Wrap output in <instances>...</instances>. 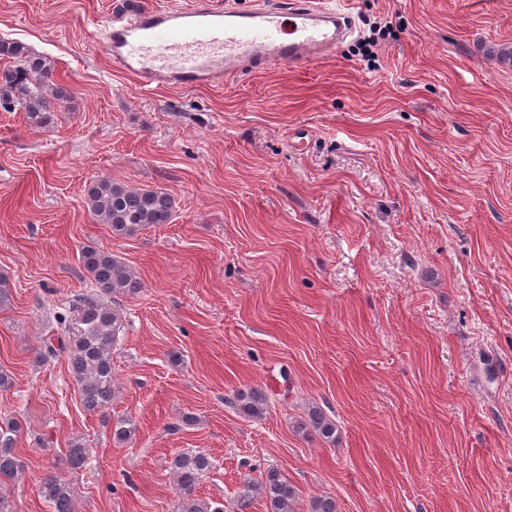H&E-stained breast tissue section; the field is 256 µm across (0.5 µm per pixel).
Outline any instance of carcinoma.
<instances>
[{"label": "carcinoma", "instance_id": "obj_1", "mask_svg": "<svg viewBox=\"0 0 512 512\" xmlns=\"http://www.w3.org/2000/svg\"><path fill=\"white\" fill-rule=\"evenodd\" d=\"M0 58L10 62L0 70V109L23 112L34 129L50 127L55 109L71 97L70 90L54 80L53 62L19 41L0 40ZM84 199L94 221L107 225L114 239L132 237L155 224H168L175 212V201L169 193L133 188L111 179L89 184ZM79 260L93 290L64 303L63 312L56 315V332L40 338L36 358L44 362L64 357L78 385L82 408L96 414L105 412L115 395L112 353L124 328L122 302L138 296L142 283L134 269L109 250L87 246ZM234 405L243 416L259 418L268 409V397L252 388L238 393ZM298 429L312 441L336 443V423L319 408L311 409L298 423ZM18 431L14 420L0 425V482L14 480L25 472L26 464L16 448ZM136 431V424L128 418L116 420L112 428L118 442L131 439ZM66 460L70 469L80 470L88 464L89 449L76 439L67 449ZM212 468L211 457L200 450L185 449L172 457L169 469L175 485L176 512H224V503L199 493ZM37 492L51 512H75L69 483L62 477L45 474ZM298 499V489L281 472L271 469L243 479L239 510L246 512L253 502L260 501L265 512H295Z\"/></svg>", "mask_w": 512, "mask_h": 512}]
</instances>
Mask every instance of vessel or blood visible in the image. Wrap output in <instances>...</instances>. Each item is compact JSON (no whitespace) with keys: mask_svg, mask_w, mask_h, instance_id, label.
<instances>
[{"mask_svg":"<svg viewBox=\"0 0 512 512\" xmlns=\"http://www.w3.org/2000/svg\"><path fill=\"white\" fill-rule=\"evenodd\" d=\"M348 19L346 9L328 0H290L284 9L270 0L248 8L192 0L182 8H132L93 40L113 69L141 85L203 86L322 58L340 41Z\"/></svg>","mask_w":512,"mask_h":512,"instance_id":"vessel-or-blood-1","label":"vessel or blood"}]
</instances>
